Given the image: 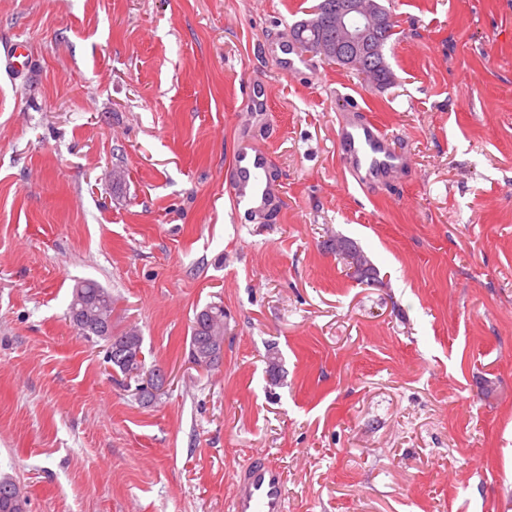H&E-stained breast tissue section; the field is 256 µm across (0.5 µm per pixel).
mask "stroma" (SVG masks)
<instances>
[{"label": "stroma", "instance_id": "1", "mask_svg": "<svg viewBox=\"0 0 512 512\" xmlns=\"http://www.w3.org/2000/svg\"><path fill=\"white\" fill-rule=\"evenodd\" d=\"M315 3L0 0V50L30 49L0 66V475L28 512H231L256 454L286 512H512V0H384L382 88L282 69ZM354 101L411 158L370 192L336 141ZM244 149L271 220L227 195ZM82 279L166 371L154 404L73 331ZM210 303L212 371L189 361ZM224 343V307L211 303L196 311L191 322L189 357L198 367L210 369L219 364L210 359L211 351Z\"/></svg>", "mask_w": 512, "mask_h": 512}]
</instances>
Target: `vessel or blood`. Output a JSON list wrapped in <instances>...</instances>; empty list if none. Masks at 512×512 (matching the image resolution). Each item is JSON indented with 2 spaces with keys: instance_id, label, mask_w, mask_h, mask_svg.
I'll return each instance as SVG.
<instances>
[{
  "instance_id": "1",
  "label": "vessel or blood",
  "mask_w": 512,
  "mask_h": 512,
  "mask_svg": "<svg viewBox=\"0 0 512 512\" xmlns=\"http://www.w3.org/2000/svg\"><path fill=\"white\" fill-rule=\"evenodd\" d=\"M344 166L362 188H370L397 172L406 163L405 154L395 152L388 135L364 114L342 120L338 135ZM236 181L231 199L235 211L250 212L268 199L266 157L244 152L234 160ZM286 480L282 469L262 457L252 458L234 475L233 512H285Z\"/></svg>"
}]
</instances>
